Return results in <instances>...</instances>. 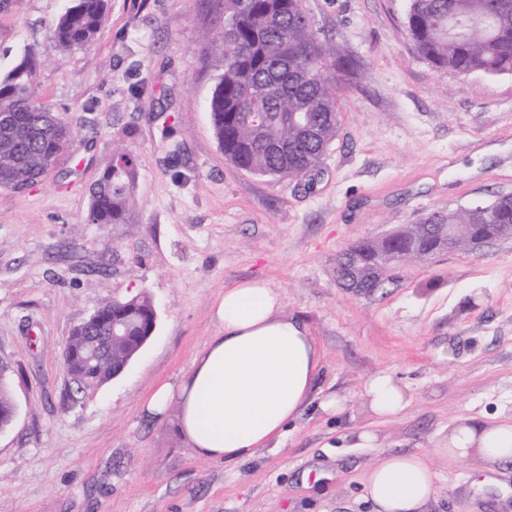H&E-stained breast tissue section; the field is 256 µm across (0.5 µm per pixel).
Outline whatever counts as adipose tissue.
Here are the masks:
<instances>
[{"instance_id": "adipose-tissue-1", "label": "adipose tissue", "mask_w": 512, "mask_h": 512, "mask_svg": "<svg viewBox=\"0 0 512 512\" xmlns=\"http://www.w3.org/2000/svg\"><path fill=\"white\" fill-rule=\"evenodd\" d=\"M214 316L220 334L209 339L178 384L156 388L147 411L160 417L177 403L179 431L198 455L231 463L284 436L316 387L321 356L306 325L283 315L280 300L265 282L225 288ZM408 403L404 388L390 374H378L364 387L369 415L396 417ZM435 457L512 462V420L476 423L461 417L430 454L382 455L364 474L372 512H421L435 492Z\"/></svg>"}]
</instances>
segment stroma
I'll return each instance as SVG.
<instances>
[{
    "label": "stroma",
    "instance_id": "1",
    "mask_svg": "<svg viewBox=\"0 0 512 512\" xmlns=\"http://www.w3.org/2000/svg\"><path fill=\"white\" fill-rule=\"evenodd\" d=\"M69 0H0V74L35 49L38 100L71 149L22 193L0 188V361L17 407L0 431V512H371L362 477L381 453L431 452L460 417H512V240L401 266L374 293L340 288L347 246L512 193V75H457L420 59L409 0H301L339 73L338 131L300 180L225 159L208 102L221 73L224 0H108L94 42L53 28ZM118 147L139 159L125 224L86 221L89 188ZM262 280L323 354L311 403L244 461L198 457L177 410L145 411L178 384L220 326L227 286ZM148 293L157 328L116 379L74 393L73 325L107 299ZM391 374L400 416L362 413L365 383ZM336 396L340 412L319 403ZM364 428L375 447H347ZM424 512H512V464L436 458Z\"/></svg>",
    "mask_w": 512,
    "mask_h": 512
}]
</instances>
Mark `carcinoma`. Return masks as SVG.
<instances>
[{
	"instance_id": "carcinoma-1",
	"label": "carcinoma",
	"mask_w": 512,
	"mask_h": 512,
	"mask_svg": "<svg viewBox=\"0 0 512 512\" xmlns=\"http://www.w3.org/2000/svg\"><path fill=\"white\" fill-rule=\"evenodd\" d=\"M106 0H72L54 36L65 48L91 44L106 18ZM221 70L209 100L214 137L224 157L261 176L296 179L322 162L337 134L339 84L325 70V47L300 0H224ZM404 32L417 54L438 71L512 75V0H410ZM33 50L0 74V187L13 191L41 178L70 146V125L37 99ZM138 161L118 148L92 188L87 222L125 224L133 202ZM427 224H512V197L427 213L406 225L391 250L413 243ZM363 271L377 264L366 238L348 247ZM106 326L87 324L66 349L90 345ZM9 367L0 364V423L9 421ZM101 386L112 380V361L77 369Z\"/></svg>"
}]
</instances>
